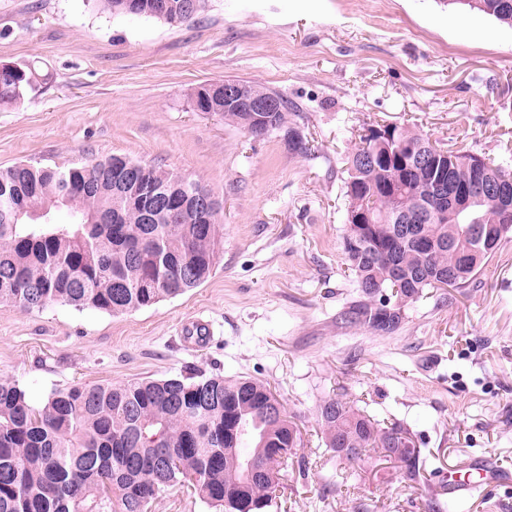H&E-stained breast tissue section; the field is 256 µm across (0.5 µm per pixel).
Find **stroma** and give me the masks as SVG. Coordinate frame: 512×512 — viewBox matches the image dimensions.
<instances>
[{
	"label": "stroma",
	"instance_id": "obj_1",
	"mask_svg": "<svg viewBox=\"0 0 512 512\" xmlns=\"http://www.w3.org/2000/svg\"><path fill=\"white\" fill-rule=\"evenodd\" d=\"M1 64L38 81L0 106V168L112 155L161 166L223 201L224 251L199 287L124 314L0 303V381L38 406L76 384L258 380L304 441L279 473L277 512H438V476L460 460L512 470V238L468 288L410 305L393 334L339 322L358 296L344 273L347 149L397 123L512 160V28L455 0H208L183 23L100 0H0ZM224 78L280 93L307 153L194 111V88ZM196 321L200 341L183 333ZM336 394L413 432L431 454L419 482L325 448L317 408ZM151 512L216 510L176 485Z\"/></svg>",
	"mask_w": 512,
	"mask_h": 512
}]
</instances>
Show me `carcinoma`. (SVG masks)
<instances>
[{
    "label": "carcinoma",
    "instance_id": "cac0c4a2",
    "mask_svg": "<svg viewBox=\"0 0 512 512\" xmlns=\"http://www.w3.org/2000/svg\"><path fill=\"white\" fill-rule=\"evenodd\" d=\"M114 14H134L182 23L206 7V0H103ZM512 27V0H451ZM35 80L28 67L0 73V105L14 104ZM249 94L279 103L270 131L289 149L308 150L288 101L253 81ZM224 121L245 129L250 113L226 112ZM394 146L432 147L430 139L394 124ZM371 146L359 138L346 158V214L355 204L372 215L370 224H349L343 237L347 270L359 298L341 315L346 325L393 334L408 305L427 288L468 287L512 233V214H500L475 198L470 217L490 232L467 235L462 224H443L429 214L430 171L369 167L362 156ZM475 159L472 169L463 160ZM159 192L174 185L194 195L200 182L163 168L112 155L77 167L19 163L0 169V302L30 311L52 303L124 314L174 298L210 276L224 245V225L195 224L190 215L172 218L164 208L145 223L127 196L137 190L116 183L127 169ZM474 178L512 194V166L503 160L460 153L448 162V193ZM400 181L405 189L391 191ZM48 211L49 221L29 214ZM426 214L419 240L400 237L409 214ZM64 212L69 219L52 216ZM269 389L252 379H226L203 372L190 377L144 379L115 385H75L52 392L35 407L25 392L0 382V512H150L166 486L191 483L223 512H267L275 503L273 455L292 457L302 446L298 426L285 408L268 412ZM318 418L326 447L347 448L346 461L360 463L373 452L415 482L426 458L409 429L385 424L336 395L321 401Z\"/></svg>",
    "mask_w": 512,
    "mask_h": 512
}]
</instances>
